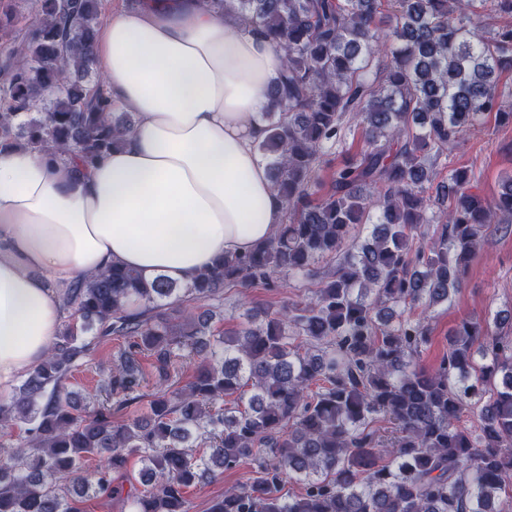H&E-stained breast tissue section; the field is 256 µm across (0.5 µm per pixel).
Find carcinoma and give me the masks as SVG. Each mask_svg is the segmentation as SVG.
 Listing matches in <instances>:
<instances>
[{
    "mask_svg": "<svg viewBox=\"0 0 512 512\" xmlns=\"http://www.w3.org/2000/svg\"><path fill=\"white\" fill-rule=\"evenodd\" d=\"M475 2L204 0L284 52L257 149L285 219L269 241L222 256L188 284L114 264L67 290L47 358L0 399V430L22 431L0 442V512H83L89 493H124L133 512H191L187 488L245 459L256 476L226 488L210 512H500L512 488V336L465 318L439 365L416 362L428 311L458 291L498 215L512 216V177L488 201L470 191L467 171L438 169L483 118L512 123L498 86L512 71V27L487 37L466 28ZM41 6L20 43L0 44V151L52 149L85 168L126 141L134 113L110 111L91 80L100 0ZM353 125L363 147L331 167L324 191L316 173L326 149ZM432 222L438 238L427 249L422 227ZM367 223L369 235L352 241ZM327 256L336 270L308 300L259 322L245 299L231 331L172 313L226 288L308 277ZM111 336L132 342L106 398L82 409L73 368ZM186 350L199 364L181 387L154 393L146 419L112 420V405L144 397L138 355L166 380ZM468 414L473 428L461 425ZM379 418L389 434L373 426ZM133 458L141 486L126 491L112 474ZM287 479L303 492L282 493Z\"/></svg>",
    "mask_w": 512,
    "mask_h": 512,
    "instance_id": "obj_1",
    "label": "carcinoma"
}]
</instances>
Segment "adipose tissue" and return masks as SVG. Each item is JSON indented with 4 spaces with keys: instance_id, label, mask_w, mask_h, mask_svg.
I'll return each mask as SVG.
<instances>
[{
    "instance_id": "adipose-tissue-1",
    "label": "adipose tissue",
    "mask_w": 512,
    "mask_h": 512,
    "mask_svg": "<svg viewBox=\"0 0 512 512\" xmlns=\"http://www.w3.org/2000/svg\"><path fill=\"white\" fill-rule=\"evenodd\" d=\"M127 142L78 169L0 153V398L45 359L63 293L115 264L186 283L270 240L283 207L255 145L282 55L202 0L109 13L90 48Z\"/></svg>"
}]
</instances>
